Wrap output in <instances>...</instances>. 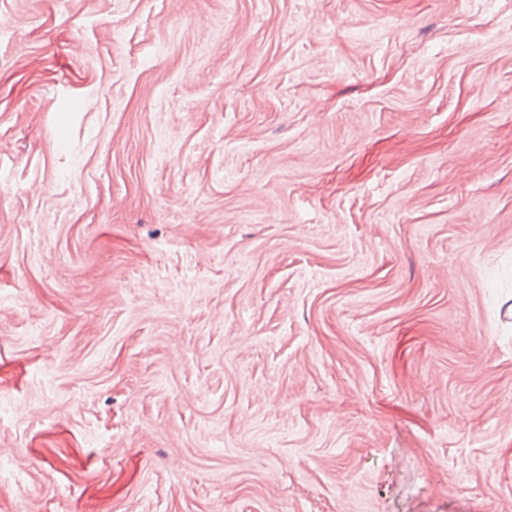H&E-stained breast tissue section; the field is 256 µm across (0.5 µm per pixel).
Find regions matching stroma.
<instances>
[{
    "label": "stroma",
    "instance_id": "obj_1",
    "mask_svg": "<svg viewBox=\"0 0 512 512\" xmlns=\"http://www.w3.org/2000/svg\"><path fill=\"white\" fill-rule=\"evenodd\" d=\"M0 512H512V0H0Z\"/></svg>",
    "mask_w": 512,
    "mask_h": 512
}]
</instances>
